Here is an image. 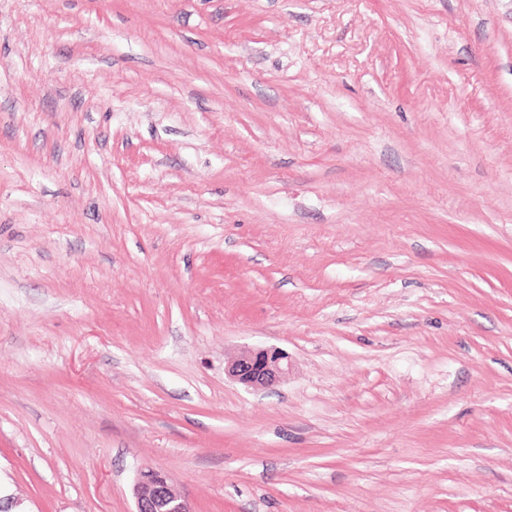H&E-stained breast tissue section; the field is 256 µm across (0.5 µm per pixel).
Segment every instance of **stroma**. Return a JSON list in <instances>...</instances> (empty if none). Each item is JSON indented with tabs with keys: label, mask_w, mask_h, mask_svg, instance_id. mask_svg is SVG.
I'll list each match as a JSON object with an SVG mask.
<instances>
[{
	"label": "stroma",
	"mask_w": 512,
	"mask_h": 512,
	"mask_svg": "<svg viewBox=\"0 0 512 512\" xmlns=\"http://www.w3.org/2000/svg\"><path fill=\"white\" fill-rule=\"evenodd\" d=\"M141 467L512 512V0H0V497ZM291 361L287 353L277 348H257L246 351L225 369L227 375L248 389L273 386L288 375Z\"/></svg>",
	"instance_id": "stroma-1"
}]
</instances>
